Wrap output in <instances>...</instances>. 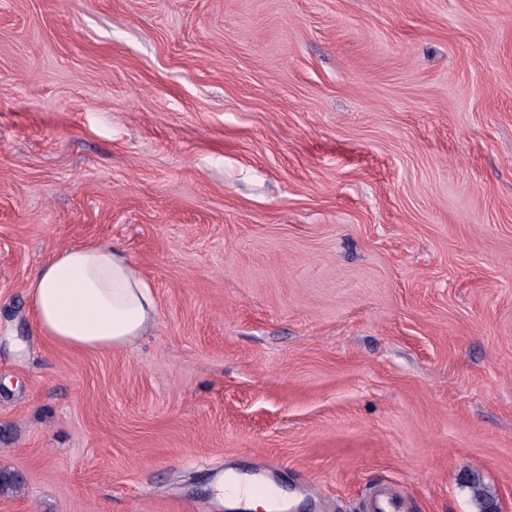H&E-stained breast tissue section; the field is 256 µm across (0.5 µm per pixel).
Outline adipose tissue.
<instances>
[{
    "instance_id": "obj_1",
    "label": "adipose tissue",
    "mask_w": 512,
    "mask_h": 512,
    "mask_svg": "<svg viewBox=\"0 0 512 512\" xmlns=\"http://www.w3.org/2000/svg\"><path fill=\"white\" fill-rule=\"evenodd\" d=\"M28 294L41 334L76 351L124 348L156 318L150 283L107 244L59 252L30 281Z\"/></svg>"
}]
</instances>
